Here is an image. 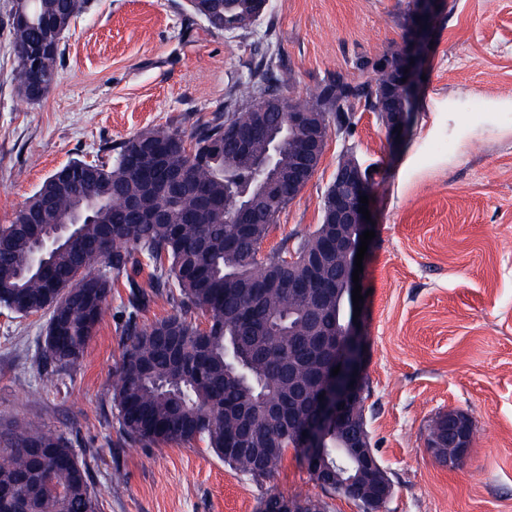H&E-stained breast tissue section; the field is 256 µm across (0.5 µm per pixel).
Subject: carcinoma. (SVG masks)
Listing matches in <instances>:
<instances>
[{
	"label": "carcinoma",
	"instance_id": "carcinoma-1",
	"mask_svg": "<svg viewBox=\"0 0 512 512\" xmlns=\"http://www.w3.org/2000/svg\"><path fill=\"white\" fill-rule=\"evenodd\" d=\"M24 16L10 25L19 92L42 100L58 76L61 54L47 71L27 66L29 48L41 43L56 22L71 23L84 0H26ZM192 11L211 31L232 27L247 31L257 20L255 0H189ZM399 54L384 59L375 85H353L341 78L325 84L296 106L318 111L323 122L341 123L345 108L364 102L382 112L378 86L394 83ZM292 74L255 70L238 84L236 100L253 105L264 94H279ZM248 111H214L191 135L149 130L117 147L112 164L75 160L68 167L90 176L62 190L49 175L9 224L0 226V308L17 314L49 313L42 366L63 369L83 357L86 343L108 304L112 287L130 288L127 336L112 391L123 434L134 443L155 446L204 441L220 459L254 479L278 469L287 449L298 448L289 426H305L315 417L314 401L325 382L332 349L297 333L308 329L312 313L300 299H288V278L303 268H288V248L261 254V244L287 207L258 198L254 159L224 137L227 124H249ZM286 111L268 112L255 149L272 150L277 165L288 169L296 145L282 136ZM153 142L160 157L140 154L136 145ZM181 172L184 179L168 181ZM137 200L148 211L162 210L165 221L137 223L126 203ZM254 201L251 223L231 224L237 211ZM89 209L77 226L84 245L106 242L104 253L62 246L49 256L47 276L56 295L27 274L35 247L29 217L53 224L71 222L78 208ZM151 269L155 295L176 312L149 328L138 326L137 312L151 300L134 280ZM199 311L201 327L188 320ZM323 326L340 330L348 317L344 297L331 291ZM279 407L278 422L265 406ZM345 436L357 430L369 436L365 416L345 414ZM323 463L345 478L357 475L343 453L336 425L321 428ZM49 448L46 457L42 449ZM67 492L55 502L43 496L45 481ZM101 492L91 486L89 467L69 438L35 421L12 424L0 432V512H99Z\"/></svg>",
	"mask_w": 512,
	"mask_h": 512
}]
</instances>
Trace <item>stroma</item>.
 Wrapping results in <instances>:
<instances>
[{"mask_svg": "<svg viewBox=\"0 0 512 512\" xmlns=\"http://www.w3.org/2000/svg\"><path fill=\"white\" fill-rule=\"evenodd\" d=\"M13 4L0 0V225L70 161L112 162L149 129L190 132L233 104L261 60L291 71L284 94L297 99L338 76L374 81V62L401 50L415 20L412 0H269L248 31L227 33L186 0H87L55 85L32 104L13 80ZM436 16L404 137L390 143L361 105L330 124L317 173L261 250L316 229L343 159L375 168L361 324L368 429L392 486L385 512H512V0H442ZM127 294L113 289L77 364L42 376L47 313L0 309V431L33 420L68 437L100 512H259L270 494L322 495L292 448L256 481L201 441L123 437L112 376ZM451 410L477 427L456 470L427 444Z\"/></svg>", "mask_w": 512, "mask_h": 512, "instance_id": "stroma-1", "label": "stroma"}]
</instances>
